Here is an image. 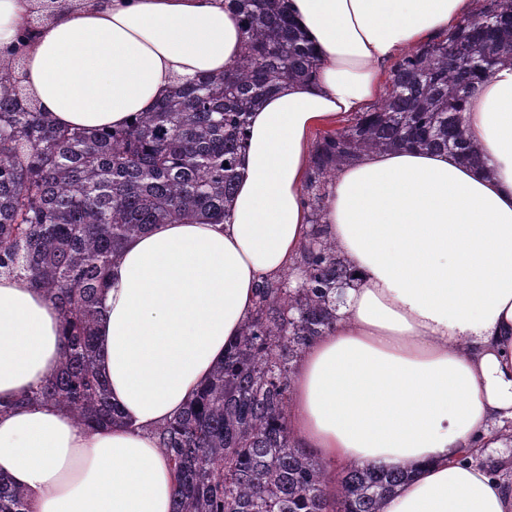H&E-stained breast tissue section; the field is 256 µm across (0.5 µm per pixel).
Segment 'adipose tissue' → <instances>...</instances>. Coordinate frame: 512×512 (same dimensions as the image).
I'll return each mask as SVG.
<instances>
[{
	"label": "adipose tissue",
	"instance_id": "1",
	"mask_svg": "<svg viewBox=\"0 0 512 512\" xmlns=\"http://www.w3.org/2000/svg\"><path fill=\"white\" fill-rule=\"evenodd\" d=\"M0 0V50L26 37L22 86L51 124L118 128L174 82L242 51L228 0ZM321 65L252 113L229 220L160 224L110 269L97 363L122 423L92 432L30 402L0 415V472L29 512H172L157 428L239 335L259 288L311 230V135L357 112L408 48L451 34L470 0H286ZM483 150L365 155L329 184L322 229L354 273L335 328L300 356L288 424L331 464L406 468L382 512H512V481L475 460L512 433V63L463 115ZM64 350L53 300L0 275V401L36 389Z\"/></svg>",
	"mask_w": 512,
	"mask_h": 512
}]
</instances>
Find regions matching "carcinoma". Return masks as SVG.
Listing matches in <instances>:
<instances>
[{
    "label": "carcinoma",
    "instance_id": "cac0c4a2",
    "mask_svg": "<svg viewBox=\"0 0 512 512\" xmlns=\"http://www.w3.org/2000/svg\"><path fill=\"white\" fill-rule=\"evenodd\" d=\"M243 48L224 73L178 85L129 126L87 132L49 125L23 88L3 78L20 51L0 56V274L55 297L66 349L57 374L26 396L69 412L90 430L120 421L97 370L95 329L109 266L124 242L157 224L229 217L249 115L319 59L280 0H231ZM512 62V0H485L446 39L406 53L384 101L323 132L304 197L312 230L295 266L302 287L262 285L252 315L210 379L157 430L176 477L172 512H381L409 472L351 463L338 492L327 466L288 427L293 363L336 324L344 260L320 227L326 186L341 167L401 147L448 151L478 163L463 112L474 85ZM0 512H29L0 475Z\"/></svg>",
    "mask_w": 512,
    "mask_h": 512
}]
</instances>
